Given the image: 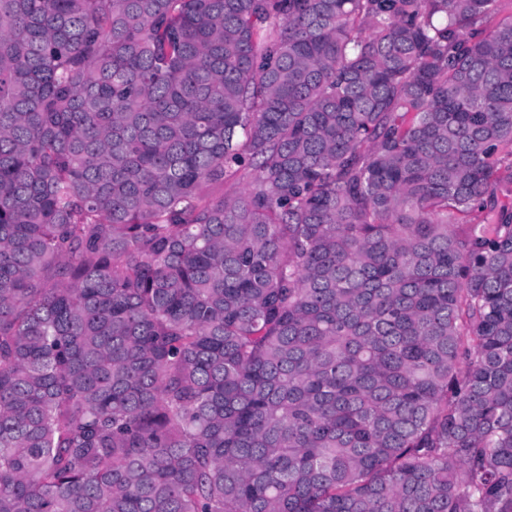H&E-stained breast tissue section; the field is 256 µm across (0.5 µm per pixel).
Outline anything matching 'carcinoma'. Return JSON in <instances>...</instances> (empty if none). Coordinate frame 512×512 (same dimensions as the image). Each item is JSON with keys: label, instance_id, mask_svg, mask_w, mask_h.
I'll return each mask as SVG.
<instances>
[{"label": "carcinoma", "instance_id": "1", "mask_svg": "<svg viewBox=\"0 0 512 512\" xmlns=\"http://www.w3.org/2000/svg\"><path fill=\"white\" fill-rule=\"evenodd\" d=\"M508 158L512 0H0V512H512Z\"/></svg>", "mask_w": 512, "mask_h": 512}]
</instances>
